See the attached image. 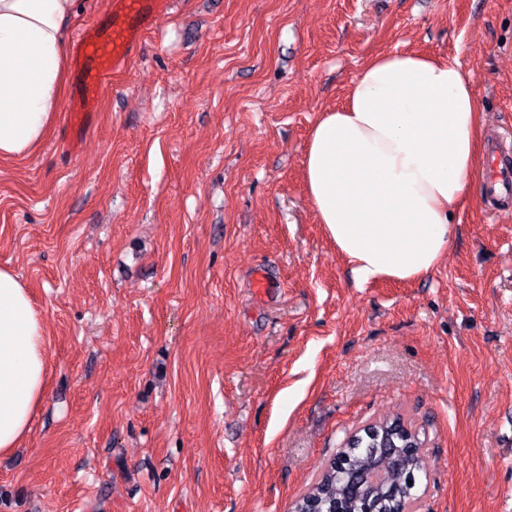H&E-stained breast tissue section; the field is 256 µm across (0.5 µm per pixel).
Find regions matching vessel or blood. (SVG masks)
I'll return each mask as SVG.
<instances>
[{
  "label": "vessel or blood",
  "mask_w": 512,
  "mask_h": 512,
  "mask_svg": "<svg viewBox=\"0 0 512 512\" xmlns=\"http://www.w3.org/2000/svg\"><path fill=\"white\" fill-rule=\"evenodd\" d=\"M173 0H110L107 24L92 22L80 29L72 45L74 86L66 110L74 140L93 122L105 80L125 69L140 49L144 33L168 14ZM487 201L512 198V166L499 153L488 159L483 185Z\"/></svg>",
  "instance_id": "vessel-or-blood-1"
}]
</instances>
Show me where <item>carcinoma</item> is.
Instances as JSON below:
<instances>
[{
    "instance_id": "1",
    "label": "carcinoma",
    "mask_w": 512,
    "mask_h": 512,
    "mask_svg": "<svg viewBox=\"0 0 512 512\" xmlns=\"http://www.w3.org/2000/svg\"><path fill=\"white\" fill-rule=\"evenodd\" d=\"M401 416L371 422L323 466L317 481L291 506L290 512H396L403 508L416 512L419 500L416 485L409 480L427 474L429 456L409 447L397 426ZM387 462L379 482L367 491L358 486V477L375 460Z\"/></svg>"
}]
</instances>
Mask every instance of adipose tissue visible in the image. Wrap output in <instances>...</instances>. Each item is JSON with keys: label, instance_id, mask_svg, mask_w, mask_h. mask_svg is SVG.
<instances>
[{"label": "adipose tissue", "instance_id": "adipose-tissue-1", "mask_svg": "<svg viewBox=\"0 0 512 512\" xmlns=\"http://www.w3.org/2000/svg\"><path fill=\"white\" fill-rule=\"evenodd\" d=\"M79 9V0H0V161L29 156L54 125L68 82L65 29ZM482 125L459 64L411 51L369 59L345 103L321 114L305 183L357 281H412L438 266L478 179ZM46 391L43 319L0 268V455L25 439Z\"/></svg>", "mask_w": 512, "mask_h": 512}]
</instances>
